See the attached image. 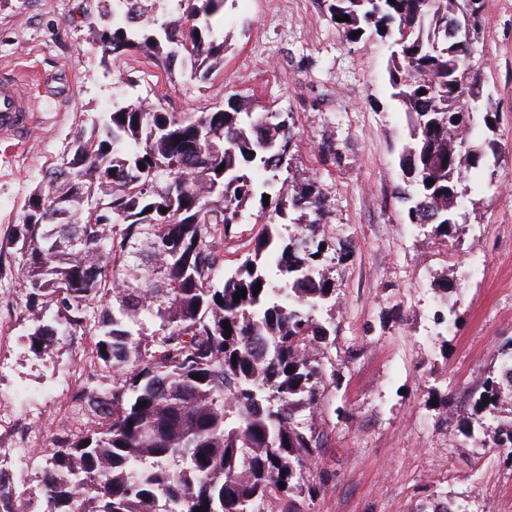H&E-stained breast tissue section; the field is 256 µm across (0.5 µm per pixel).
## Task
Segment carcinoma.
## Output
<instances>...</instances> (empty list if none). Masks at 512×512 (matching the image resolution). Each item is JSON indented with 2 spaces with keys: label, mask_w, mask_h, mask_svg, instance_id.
I'll return each instance as SVG.
<instances>
[{
  "label": "carcinoma",
  "mask_w": 512,
  "mask_h": 512,
  "mask_svg": "<svg viewBox=\"0 0 512 512\" xmlns=\"http://www.w3.org/2000/svg\"><path fill=\"white\" fill-rule=\"evenodd\" d=\"M125 2L94 33L103 63L137 51L168 75L188 65L205 77L224 62L213 18L227 0H178L181 16L162 22L151 0ZM329 12L346 41L371 31L390 44L392 97L409 118L406 221L448 245L459 229L451 199L498 155L493 139H456L480 88L464 0H329ZM293 140L282 113L257 112L248 96L209 112L136 97L78 131L46 170L14 240L31 344L56 343L54 304L96 336L95 357L116 375L78 396L106 417L65 439L35 488L18 492L0 472V512H259L270 498L291 512L295 495L319 491L303 469L324 434L301 413L324 399L319 347L335 334L324 317L335 284L322 186L275 188ZM255 202L273 216L219 280L224 238ZM71 236L80 247L60 244ZM500 355L470 395L488 422L466 437L512 459V341Z\"/></svg>",
  "instance_id": "carcinoma-1"
}]
</instances>
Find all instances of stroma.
I'll use <instances>...</instances> for the list:
<instances>
[{
	"label": "stroma",
	"instance_id": "1",
	"mask_svg": "<svg viewBox=\"0 0 512 512\" xmlns=\"http://www.w3.org/2000/svg\"><path fill=\"white\" fill-rule=\"evenodd\" d=\"M328 6L226 0L223 67L169 79L138 53L103 65L91 31L112 0H0V78L31 84L35 115L25 139L0 143V470L13 486H34L43 454L101 422L77 396L112 379L87 330L65 329L46 352L30 347L13 238L31 189L112 103L141 96L206 112L242 92L290 113L289 172L322 185L338 254L325 397L308 418L327 437L306 469L321 491L297 497L293 512H428L440 501L512 512V461L461 432L470 390L512 340V0H486L471 34L482 101L499 113L497 162L465 181L478 273L468 254L406 223L407 116L391 97L388 47L374 36L347 42ZM325 143L334 158L323 159ZM445 306L456 325L438 321Z\"/></svg>",
	"mask_w": 512,
	"mask_h": 512
}]
</instances>
